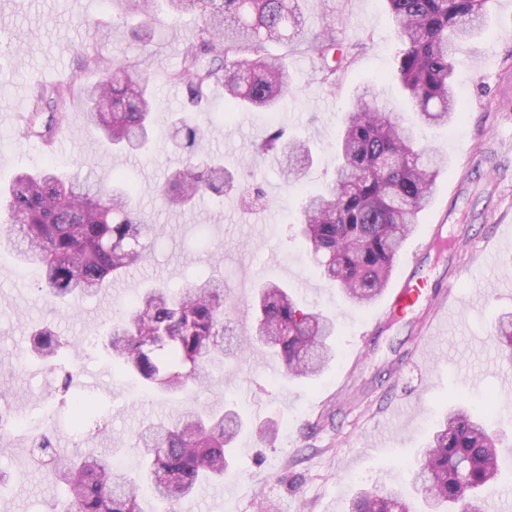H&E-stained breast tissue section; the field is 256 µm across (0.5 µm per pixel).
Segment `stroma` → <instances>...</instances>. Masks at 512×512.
I'll return each mask as SVG.
<instances>
[{
    "mask_svg": "<svg viewBox=\"0 0 512 512\" xmlns=\"http://www.w3.org/2000/svg\"><path fill=\"white\" fill-rule=\"evenodd\" d=\"M10 2L0 31V72L8 77L0 83V110L11 115L0 126V183L10 182L21 167L47 164L63 170L92 164L107 187L115 174H124L160 238L153 254L109 292L80 302L73 314L57 310L38 292L37 268L19 266L12 251L0 247V407L28 430L52 426L60 456L106 451L133 472L140 466L135 438L144 425L169 418L187 403L228 406L245 421L234 461L223 483L197 492L190 512H346L355 492L390 485L409 491V466L441 411L457 402L489 401L505 466L503 484L486 510L512 512V356L492 338L499 315L512 312V0H489L483 29L461 45L454 59L461 117L453 126L433 128L417 125L396 76L395 20L385 0H299L304 35L335 23L346 42L358 45L357 54L329 86L301 37L270 45L291 73L287 100L273 114H225L224 91L216 89L212 110L197 115L206 148L264 198L248 207L236 188L204 194L185 210L170 209L161 197L180 161L170 116L185 103L167 75L179 67L182 46L198 33L201 17L176 19L160 4L151 17L122 20L111 0ZM140 25L150 29L148 41L132 40L131 28ZM97 52L153 64L154 137L137 158L107 147L83 123L81 89L99 74L83 67L82 57ZM55 82L74 88L68 128L49 146L19 138L33 89ZM365 87L413 126L421 144L448 155V169L392 274L396 281L411 275L429 283L424 300L400 318H379L376 304L351 306L322 277L297 234L301 190L281 181L272 157L254 151L271 125L286 127L311 148L306 185L323 187L333 176L343 114ZM439 235L454 239L455 248L438 251ZM215 264L224 275V322L237 336L253 332L255 292L270 280L335 316V355L320 377L292 380L276 358L256 347L214 368L190 396L148 395L96 347L142 288L160 283L177 291ZM447 293L461 325L427 338L429 305ZM45 322L65 339L60 358L80 371L70 393L92 403L93 417L80 418L63 399L59 374L30 357V331ZM420 342L425 354L413 355ZM328 411L334 420L317 425ZM0 471L9 476L0 512H52L64 496L53 470L33 466L25 432L0 434Z\"/></svg>",
    "mask_w": 512,
    "mask_h": 512,
    "instance_id": "1",
    "label": "stroma"
}]
</instances>
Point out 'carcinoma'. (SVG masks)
<instances>
[{"mask_svg":"<svg viewBox=\"0 0 512 512\" xmlns=\"http://www.w3.org/2000/svg\"><path fill=\"white\" fill-rule=\"evenodd\" d=\"M119 15H150L156 0H113ZM173 15L197 14L202 26L184 43L180 68L168 78L181 84L193 107L174 127L187 155L167 180L163 199L184 209L201 195L224 193L236 176L216 157L203 155L204 132L193 119L211 107L213 88H224V111L264 108L274 111L290 89L284 59L268 45L302 31L298 0H165ZM487 0H386L396 22L397 73L421 123L450 125L458 112L452 56L456 44L483 25ZM358 48L343 47L336 27L325 24L305 39L318 60L324 82ZM90 63L99 82L87 90L88 127L99 131L127 156L142 153L152 133L156 100L152 70L118 65L95 54ZM71 86L37 85L22 135L50 144L67 118ZM256 152L279 164L285 182L298 181L311 166L304 143L281 126L256 144ZM448 167L438 149L419 145L410 128L363 93L345 113L336 140V166L327 189L308 193L300 210L303 244L321 274L359 308L385 290L404 241L432 199L433 188ZM135 189L118 175L105 189L90 169L59 172L52 166L18 171L0 191L7 221L0 239L13 242L19 264L42 269L41 291L69 311L77 303L112 287L141 262L156 227L144 220ZM224 280L208 276L172 293L151 287L132 299L112 326L103 347L147 391L189 394L204 382L211 366L246 345L277 356L286 374L298 380L318 375L333 353L334 319L304 306L288 288L268 282L257 297L255 335L236 346L224 344ZM495 339L512 352V314L501 316ZM32 351L52 362L63 347L48 325L30 333ZM243 427L231 408L207 411L194 405L176 416L150 423L138 433L142 468L135 476L101 454L61 458L52 441L35 448L34 462L51 467L65 486L68 506L52 512H142L143 489L169 507L190 500L203 483L224 479L233 457L232 443ZM499 435L491 421L469 406L443 413L411 470V485L428 512H485L483 495L499 482L503 460ZM409 499L394 489L360 493L349 512H412Z\"/></svg>","mask_w":512,"mask_h":512,"instance_id":"obj_1","label":"carcinoma"}]
</instances>
